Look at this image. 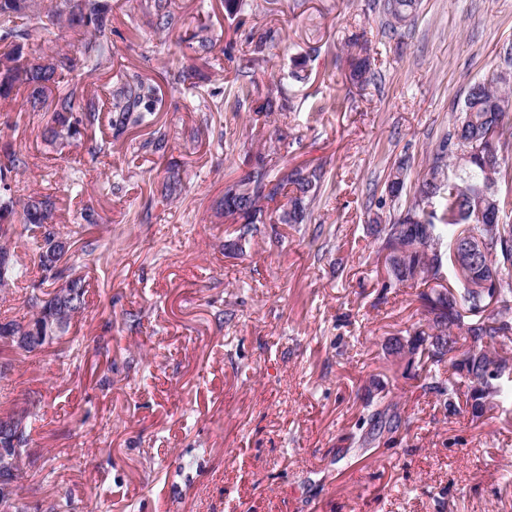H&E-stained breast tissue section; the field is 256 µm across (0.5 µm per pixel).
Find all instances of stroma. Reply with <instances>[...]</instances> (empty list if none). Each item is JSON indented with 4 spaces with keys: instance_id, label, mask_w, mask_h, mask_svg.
I'll list each match as a JSON object with an SVG mask.
<instances>
[{
    "instance_id": "obj_1",
    "label": "stroma",
    "mask_w": 512,
    "mask_h": 512,
    "mask_svg": "<svg viewBox=\"0 0 512 512\" xmlns=\"http://www.w3.org/2000/svg\"><path fill=\"white\" fill-rule=\"evenodd\" d=\"M125 0L112 10L111 72L158 87L166 153L143 129L113 136L107 119L53 146L24 98L0 101L5 145L26 161L17 196H47L72 243L84 310L41 350L0 354V416L30 409L19 494L46 512H512V404L472 421L465 396L448 411L401 377L384 352L424 318L419 287L383 290L373 196L408 162L416 187L470 86L512 72V0H418L391 28L386 0H172L185 29L219 35L194 86L165 72L187 61L177 33ZM267 43L255 55L259 38ZM367 45L379 78L349 79ZM302 69V80L292 77ZM250 81L251 94L236 87ZM206 99L194 112L188 98ZM340 110H329L334 98ZM279 110L260 111L266 99ZM265 155L275 167L320 168L305 224H263L228 253L238 227L222 213L227 185ZM184 190L151 204L170 165ZM84 189H68L71 169ZM93 207L98 223L81 229ZM95 238L99 262L81 246ZM239 240V239H238ZM381 390L401 422L370 430L363 401Z\"/></svg>"
}]
</instances>
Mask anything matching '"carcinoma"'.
I'll use <instances>...</instances> for the list:
<instances>
[{
  "label": "carcinoma",
  "instance_id": "carcinoma-1",
  "mask_svg": "<svg viewBox=\"0 0 512 512\" xmlns=\"http://www.w3.org/2000/svg\"><path fill=\"white\" fill-rule=\"evenodd\" d=\"M145 8L163 29L183 26L181 16L172 9L171 0H146ZM416 0H387V13L398 25L413 17ZM66 27L73 35L72 47L78 57L58 48L47 38L54 27ZM180 41L188 43L194 60L206 65L212 58L216 39L197 31ZM39 47V57H50L47 71L34 68L24 58L23 49ZM112 5L109 0H0V58L14 66L0 72V99L19 91L27 92L26 103L33 113L48 116L44 134L51 144L61 145L81 137L86 126L108 113L114 136L129 130L148 128L149 138L141 148L165 153L167 133L157 126L158 89L136 72H124L107 88L101 98L82 87L85 77L112 67ZM70 77L72 88L58 95L56 85ZM375 77L367 49L352 57L350 79L358 86ZM512 143V91L494 82L474 83L459 112L448 125L428 159L422 183L414 200L393 221L385 222L388 209L398 206L406 195L407 166L398 163L388 174L385 195L375 202L372 221L382 238L386 281L382 288H399L430 281L453 279L457 288L432 290L420 295L424 322L407 333L391 339L387 352L405 362L402 376L416 379L412 372L416 355L428 353L432 367L423 378L426 393L446 397L453 407L457 382L469 388L468 405L474 418L488 409L512 403V359L499 353L497 346L512 342V185L504 170L512 165L505 149ZM9 164L0 165V287L13 285L29 275V267L20 262L17 249L28 241L14 230V173L23 161L5 148ZM324 174L319 169L273 168L265 159L241 176L224 192V216L241 222L239 236L258 231L262 223L263 201L286 202L277 210L271 223L302 224L311 217V204L317 199ZM182 178L171 169L158 191L157 201L164 203L180 194ZM21 220L32 231L38 229L42 243L38 246V268L53 279H65L73 292L61 302L57 292L42 298H28L29 316L0 321V332L24 325L38 327L50 315H63L67 321L85 306L86 289L80 277L64 276L60 264L71 258L69 249L60 245V237L47 228L52 219V202L31 197L23 206ZM468 225L470 237L484 240L489 258L463 253L459 231ZM494 310L469 320L462 314ZM448 364L455 379L445 380L440 366ZM364 408L372 409L376 435L394 432L400 422L397 404L387 395L366 398Z\"/></svg>",
  "mask_w": 512,
  "mask_h": 512
}]
</instances>
